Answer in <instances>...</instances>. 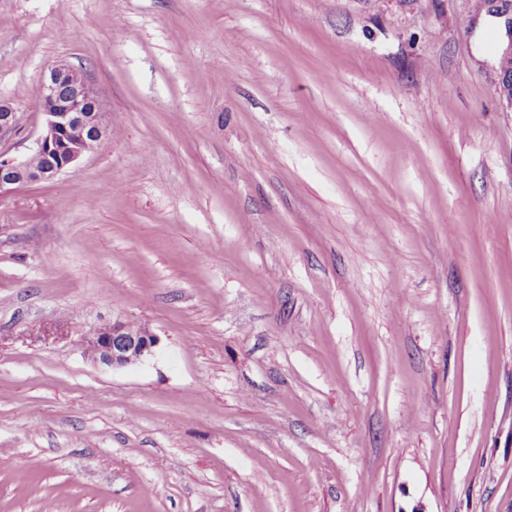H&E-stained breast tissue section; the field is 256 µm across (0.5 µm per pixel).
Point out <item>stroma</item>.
Returning <instances> with one entry per match:
<instances>
[{
    "label": "stroma",
    "instance_id": "1",
    "mask_svg": "<svg viewBox=\"0 0 512 512\" xmlns=\"http://www.w3.org/2000/svg\"><path fill=\"white\" fill-rule=\"evenodd\" d=\"M491 0H0V512H512ZM160 342L112 368L106 323ZM41 111L46 127L28 156L16 160L0 156V194L16 187L49 180L73 167L87 154V137L98 142L107 132L103 123L101 99L84 73L69 64H55L43 82ZM89 138L88 149L97 143ZM57 157L51 164H39L38 159Z\"/></svg>",
    "mask_w": 512,
    "mask_h": 512
}]
</instances>
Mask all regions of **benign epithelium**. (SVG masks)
I'll use <instances>...</instances> for the list:
<instances>
[{
	"label": "benign epithelium",
	"instance_id": "1",
	"mask_svg": "<svg viewBox=\"0 0 512 512\" xmlns=\"http://www.w3.org/2000/svg\"><path fill=\"white\" fill-rule=\"evenodd\" d=\"M497 87L500 97L512 107V68L500 70ZM40 108L46 116V127L28 156L21 161L0 156V193L54 178L87 154V138L99 141L107 132L97 90L72 65L60 63L49 68ZM15 125L16 112L9 102L1 100L0 136L11 132ZM51 155L57 160L38 163L39 158ZM157 344L158 338L149 331L123 322L103 324L85 339L91 358L114 368L145 360Z\"/></svg>",
	"mask_w": 512,
	"mask_h": 512
}]
</instances>
